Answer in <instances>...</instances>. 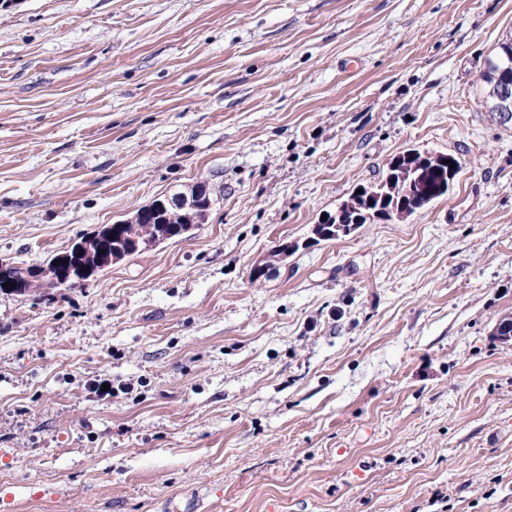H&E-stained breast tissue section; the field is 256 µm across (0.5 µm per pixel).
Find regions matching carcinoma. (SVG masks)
<instances>
[{"label":"carcinoma","mask_w":512,"mask_h":512,"mask_svg":"<svg viewBox=\"0 0 512 512\" xmlns=\"http://www.w3.org/2000/svg\"><path fill=\"white\" fill-rule=\"evenodd\" d=\"M512 72V35H507L497 45V52L488 60L487 70L483 75L486 83L487 100L491 102V111H502V103L498 95L500 78L504 71ZM455 162V168H450L447 161ZM461 162L450 154H439L426 157L416 152L397 167H391L379 188H374L377 196L373 203L368 204L360 195L354 193L344 201L334 213L335 222L332 224H317L313 234L318 240H335L349 235L360 224L370 221L368 215L376 218L389 217L393 207H402L407 213L424 208L417 195L424 193L428 202H433L448 195L460 171ZM193 226V219L188 212L174 208L157 198L151 203V209L145 221L136 226L114 224L103 226L90 237H83L67 250L70 256L77 258V264L86 267L87 272L81 274L73 270L67 286L88 280L91 276L108 267L97 249L96 239L112 233L110 250L118 258L135 253L159 240L171 238V229L178 227L182 233H187Z\"/></svg>","instance_id":"carcinoma-1"}]
</instances>
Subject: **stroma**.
Instances as JSON below:
<instances>
[{"label":"stroma","mask_w":512,"mask_h":512,"mask_svg":"<svg viewBox=\"0 0 512 512\" xmlns=\"http://www.w3.org/2000/svg\"><path fill=\"white\" fill-rule=\"evenodd\" d=\"M511 31L512 0H0V263L213 199L81 286L0 292V512H512V122L482 79ZM410 149L459 159L448 195L314 239Z\"/></svg>","instance_id":"stroma-1"}]
</instances>
